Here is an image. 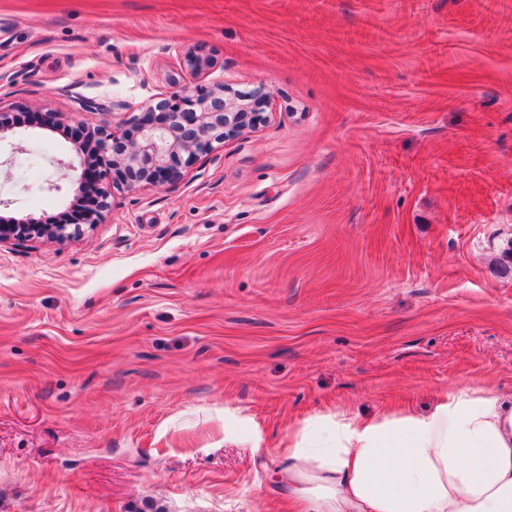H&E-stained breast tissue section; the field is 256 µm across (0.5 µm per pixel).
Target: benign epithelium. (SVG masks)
<instances>
[{
    "label": "benign epithelium",
    "instance_id": "7a95c632",
    "mask_svg": "<svg viewBox=\"0 0 512 512\" xmlns=\"http://www.w3.org/2000/svg\"><path fill=\"white\" fill-rule=\"evenodd\" d=\"M183 66L197 80L211 68L212 61L188 49ZM264 99L260 90L228 95L222 88L183 85L143 116L131 120L120 137L88 126L95 148L91 154L76 150L79 180L86 179L88 171L99 164L112 174L114 188L172 185L182 178L183 169L213 149V143H222L242 131L248 109ZM108 197V188H100L97 204L87 212L83 224L91 227L104 221ZM81 232L82 224H47L35 217L6 224L0 219V246L44 240L66 244Z\"/></svg>",
    "mask_w": 512,
    "mask_h": 512
}]
</instances>
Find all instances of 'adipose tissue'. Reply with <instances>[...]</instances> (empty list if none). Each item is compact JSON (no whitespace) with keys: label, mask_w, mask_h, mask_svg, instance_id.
<instances>
[{"label":"adipose tissue","mask_w":512,"mask_h":512,"mask_svg":"<svg viewBox=\"0 0 512 512\" xmlns=\"http://www.w3.org/2000/svg\"><path fill=\"white\" fill-rule=\"evenodd\" d=\"M275 453L295 512H512V397L464 381L419 414L305 419Z\"/></svg>","instance_id":"obj_1"}]
</instances>
